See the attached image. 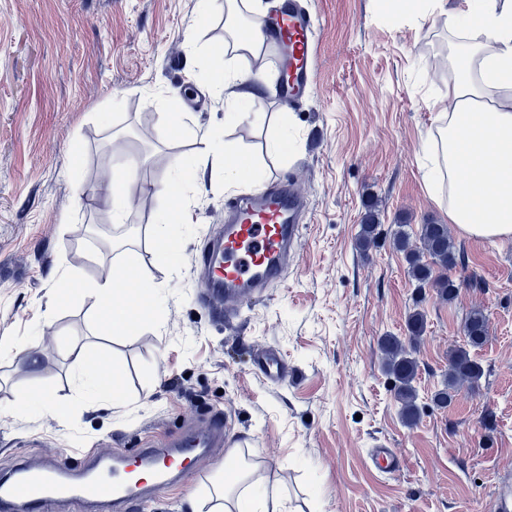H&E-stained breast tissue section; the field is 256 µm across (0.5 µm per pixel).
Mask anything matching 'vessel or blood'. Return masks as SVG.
Returning <instances> with one entry per match:
<instances>
[{"instance_id": "vessel-or-blood-1", "label": "vessel or blood", "mask_w": 512, "mask_h": 512, "mask_svg": "<svg viewBox=\"0 0 512 512\" xmlns=\"http://www.w3.org/2000/svg\"><path fill=\"white\" fill-rule=\"evenodd\" d=\"M264 41L286 52L288 77L278 89L280 96L301 104L313 88L316 66L310 15L297 0H284L276 20L265 26ZM304 213L305 198L297 183L289 181L225 202L224 235L199 258L209 294L223 296L231 309L280 281L288 252L299 240ZM202 446V439L184 438L173 440L168 448H142L134 459L114 458L95 475L62 464L23 468L13 481L0 484V512H15L20 506L26 512H43L57 497L77 506L94 501L115 512H131L137 497L127 475L133 466L150 468L163 484L172 474L190 473L202 458ZM371 460L383 473L399 468L397 453L383 443L374 448Z\"/></svg>"}]
</instances>
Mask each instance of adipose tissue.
Returning <instances> with one entry per match:
<instances>
[{
    "mask_svg": "<svg viewBox=\"0 0 512 512\" xmlns=\"http://www.w3.org/2000/svg\"><path fill=\"white\" fill-rule=\"evenodd\" d=\"M258 0H199L200 15L224 9V33L236 57L259 55L264 18ZM461 16L448 17L456 74L448 84L447 111L438 113L434 131L421 146L430 182L448 184V221L464 235L490 241L512 239V0H464ZM263 75L226 64L212 87L222 94L229 123L259 119L253 85ZM72 272L60 271L56 287L70 297L93 292L108 335L125 336L135 328L126 306L114 297L123 286L116 277L83 290ZM78 394L122 403L115 376L98 367L79 366ZM247 467L220 478L206 493L210 512H283L276 491L251 481Z\"/></svg>",
    "mask_w": 512,
    "mask_h": 512,
    "instance_id": "ef3b65f1",
    "label": "adipose tissue"
}]
</instances>
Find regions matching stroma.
<instances>
[{
	"instance_id": "1",
	"label": "stroma",
	"mask_w": 512,
	"mask_h": 512,
	"mask_svg": "<svg viewBox=\"0 0 512 512\" xmlns=\"http://www.w3.org/2000/svg\"><path fill=\"white\" fill-rule=\"evenodd\" d=\"M301 4L316 21L311 95L292 107L275 94L273 52L241 58L238 68L265 76L255 88L265 118L228 129L209 83L224 69L223 11L200 17L197 0H0V477L61 453L79 469L162 448L206 434L220 413L224 439L206 449L199 472L158 487L138 512H199L234 448L288 512H491L512 496V240L453 232L464 264L450 303L433 288L416 293L393 245L398 227L414 235L448 221L420 147L448 86L426 63L447 49L449 32L396 0ZM173 107L191 132L161 137ZM279 126L292 139L285 156L265 147ZM206 130L225 133L230 161L248 160L260 187L291 176L306 200L282 281L228 319L204 298L198 258L224 234L225 202L246 189L225 187L204 158L197 134ZM107 146L114 164L134 170L131 231L116 242L91 227L111 213L93 198V160ZM192 158L190 202L178 210L160 188ZM170 209L169 230L183 241L173 266L148 243ZM370 216L379 240L363 250L357 240ZM120 262L154 281L161 305L142 310L131 335L104 340L95 298L68 301L54 282L67 269L91 284ZM417 307L427 325L414 353L421 415L411 425L378 341L405 335ZM474 309L488 319L487 340L472 351L484 376L436 407L431 395ZM78 348L115 374L122 404L76 395ZM268 348L284 368L275 381L255 367ZM46 386L57 409L40 399ZM22 391L31 396L24 407ZM380 441L400 454L397 472L370 462Z\"/></svg>"
}]
</instances>
